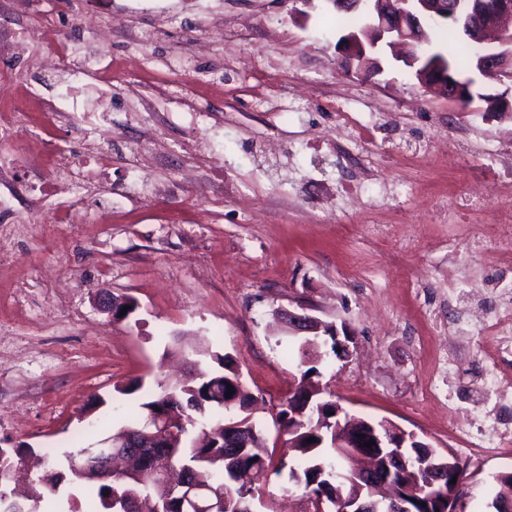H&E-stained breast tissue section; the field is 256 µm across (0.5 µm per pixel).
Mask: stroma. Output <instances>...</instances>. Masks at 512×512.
Wrapping results in <instances>:
<instances>
[{
	"mask_svg": "<svg viewBox=\"0 0 512 512\" xmlns=\"http://www.w3.org/2000/svg\"><path fill=\"white\" fill-rule=\"evenodd\" d=\"M74 54L44 76L40 48L0 71V106L16 113L0 156L28 133L84 169L72 192L40 193L19 170L18 213L0 223V445L59 455L121 427L141 394L115 385L182 377L172 336L207 341L239 365L253 417L285 452L277 413L301 381L277 313L304 304L347 325L349 361L323 357L313 382L349 414L387 420L462 463L457 512H492L495 480L512 472V357L471 336L448 359V265L469 272V297L496 308L512 261L489 236L512 210V112L487 111L503 85L469 70V107L427 91L402 62L378 56L370 76L344 74L327 0H54ZM131 9L109 44L95 22ZM111 70H83L86 58ZM76 94L54 120L46 100ZM353 122L342 125L341 113ZM104 151L112 164L89 167ZM216 189L202 193V180ZM70 206L86 223L57 221ZM108 219L98 222L97 211ZM105 287L139 307L113 320ZM255 512H314L288 474L257 481Z\"/></svg>",
	"mask_w": 512,
	"mask_h": 512,
	"instance_id": "35a3bbf8",
	"label": "stroma"
}]
</instances>
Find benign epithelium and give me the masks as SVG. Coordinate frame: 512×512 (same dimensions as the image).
Returning a JSON list of instances; mask_svg holds the SVG:
<instances>
[{"label":"benign epithelium","instance_id":"benign-epithelium-1","mask_svg":"<svg viewBox=\"0 0 512 512\" xmlns=\"http://www.w3.org/2000/svg\"><path fill=\"white\" fill-rule=\"evenodd\" d=\"M338 11L359 12L369 22L357 33L351 31L339 41L349 62L356 60L359 66L371 68L368 56L374 54L379 44L403 50L401 58L417 67L420 84L439 91L448 99L461 103L474 101L468 95L471 82L452 76L448 66L428 62L425 51L430 28L443 22H452L462 30L468 44L478 43L484 51L476 55V69L491 80L509 83L512 89V0H329ZM99 304L109 315L127 306V299L112 296L107 288L97 291ZM280 317L288 327V335L304 337L307 348L315 345V339L331 333L340 335L337 325L327 323L309 312L302 305L293 310L280 311ZM171 408L153 411L147 415L136 432L122 431L116 439L109 438L91 452L92 459L81 464L80 472L87 478L101 482L112 481L115 462L120 459L114 449H125L124 476L142 480L146 475L170 484L172 493L179 495L180 508L194 512H222L224 497L200 494L201 488L170 478L169 469L155 462L137 461L135 449L144 443L165 436L171 431ZM334 447L343 456L345 466L354 467L362 488L369 491L390 489L385 512H413L411 503L425 497L437 504L435 512H453L456 508V492L462 480V467L457 458H444L430 453L413 457L407 448L418 440L413 432L383 421L376 423L361 418L333 423ZM374 445L366 447L369 441ZM457 476L456 483L447 482L448 474ZM338 512H371L369 503L361 496L336 498Z\"/></svg>","mask_w":512,"mask_h":512}]
</instances>
